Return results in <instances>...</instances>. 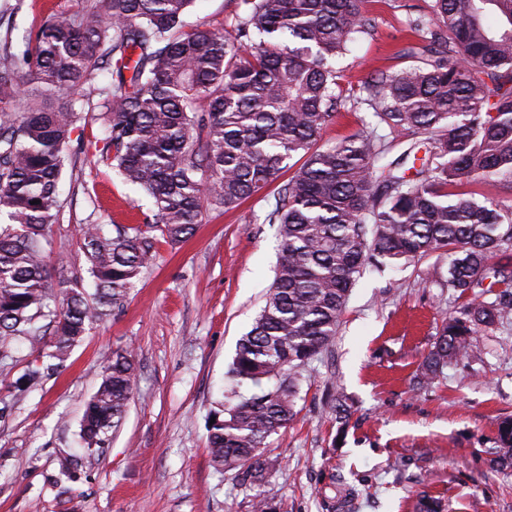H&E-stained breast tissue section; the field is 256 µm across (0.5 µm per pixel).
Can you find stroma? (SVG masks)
<instances>
[{"mask_svg":"<svg viewBox=\"0 0 512 512\" xmlns=\"http://www.w3.org/2000/svg\"><path fill=\"white\" fill-rule=\"evenodd\" d=\"M77 0H23L0 8V32H36L49 13ZM372 35L336 61L344 82L375 68L409 65L401 49L421 47L408 17L425 0H366ZM235 0H196L187 21L232 36ZM59 182L62 209L46 244L52 277L87 276L89 224L142 226L149 198L115 173L90 169L82 135L100 123L84 100ZM272 190L224 211L206 209L182 242L158 243L155 257L110 316L92 326L63 368L26 379L37 355L13 337L0 359V512H252L263 494L277 512H415L420 493L444 512H512V469L493 463L498 428L512 418V317L476 336L468 359L445 367L428 388L411 380L443 319L461 302L438 251L395 268L366 267L332 348L307 368L298 414L269 440L271 468L260 485L216 470L207 451L211 409L232 387L238 340L251 328L280 254L264 217ZM130 349V403L107 448L85 455L79 425L113 350ZM352 408L347 430L323 406L328 385ZM83 461L69 487L57 460Z\"/></svg>","mask_w":512,"mask_h":512,"instance_id":"35a3bbf8","label":"stroma"}]
</instances>
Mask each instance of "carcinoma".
<instances>
[{
	"label": "carcinoma",
	"mask_w": 512,
	"mask_h": 512,
	"mask_svg": "<svg viewBox=\"0 0 512 512\" xmlns=\"http://www.w3.org/2000/svg\"><path fill=\"white\" fill-rule=\"evenodd\" d=\"M34 34L0 36V348L54 336L63 363L121 303L155 256L158 228L170 243L208 207L232 209L276 183L288 160L303 166L274 194L281 257L260 315L238 343L231 397L211 413L214 466L252 484L270 467L266 441L298 411L305 367L334 343L356 275L448 253V287L468 299L443 321L414 384L434 382L468 356L474 336L512 315V206L480 203L471 186L492 180L512 193V0H430L408 19L425 42L415 64L376 70L344 91L336 58L374 30L363 0H236L234 36L187 26L196 0H78ZM111 76L107 88L98 74ZM79 94L96 101L103 165L152 200L146 228L89 225L83 251L94 278L51 283L44 242L61 209L64 149L80 118ZM365 105L393 140L364 124L312 150L334 114ZM424 135L433 159L409 141ZM501 289L493 302L479 297ZM135 367L112 352L81 421L90 452L105 447L130 400ZM325 406L347 426L336 388ZM497 464L512 469V420L501 423Z\"/></svg>",
	"instance_id": "carcinoma-1"
}]
</instances>
